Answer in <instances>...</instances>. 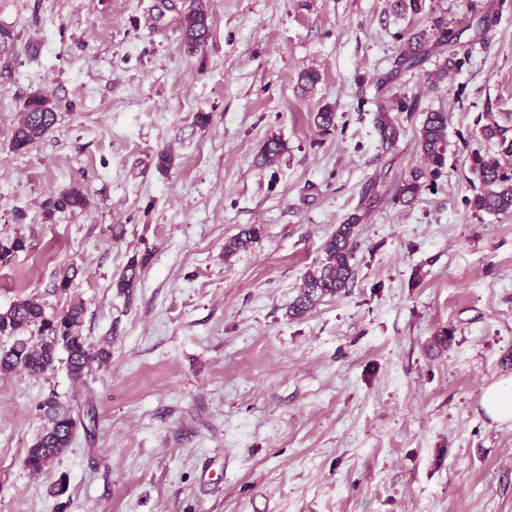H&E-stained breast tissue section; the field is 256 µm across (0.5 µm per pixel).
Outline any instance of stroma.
I'll list each match as a JSON object with an SVG mask.
<instances>
[{"mask_svg": "<svg viewBox=\"0 0 512 512\" xmlns=\"http://www.w3.org/2000/svg\"><path fill=\"white\" fill-rule=\"evenodd\" d=\"M188 5L0 0L16 35L0 75V240L26 244L0 263V310L82 302L83 335L109 355L78 382L62 366L0 376V512H512V422L479 405L512 375V213L468 204L470 155L500 151L481 127L512 141V0L401 16L394 0H211L192 54L176 30ZM440 27L459 41L447 79L432 84L433 52L377 99L407 34ZM310 69L321 79L305 91ZM35 94L57 121L13 151ZM401 99L414 109L387 150L377 109ZM441 110L446 165L395 203ZM272 136L287 150L258 166ZM372 183L348 288L289 318ZM71 189L86 206L56 209ZM252 227L255 243L225 257ZM133 260L139 280L120 292ZM53 392L97 426L36 476L23 460Z\"/></svg>", "mask_w": 512, "mask_h": 512, "instance_id": "obj_1", "label": "stroma"}]
</instances>
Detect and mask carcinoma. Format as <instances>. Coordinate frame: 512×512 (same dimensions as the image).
Wrapping results in <instances>:
<instances>
[{
  "mask_svg": "<svg viewBox=\"0 0 512 512\" xmlns=\"http://www.w3.org/2000/svg\"><path fill=\"white\" fill-rule=\"evenodd\" d=\"M213 17L209 0H190L188 9L181 15L179 32L182 45L187 52L196 51L210 36ZM430 42L428 32L419 31L407 35L401 51L394 61L388 80L395 79L401 71L418 66ZM56 112L49 100L40 95L31 96L22 112V117L13 132L12 148L16 152L27 149L55 124ZM381 143L392 147L400 135L398 120L382 111L377 117ZM448 113L432 111L427 113L418 137V149L426 161V167L410 172L401 181L394 200L409 205L419 196L421 179L437 177L447 160ZM481 135L486 140H498L512 155V143H507L505 130L496 123L482 127ZM287 146L279 137H271L263 144L258 155L259 164L271 166L285 152ZM470 169L477 175L479 188L468 200L475 212L490 214L512 213V165L506 166L496 156L476 153L471 156ZM85 196L70 190L60 194L55 201L58 209L81 208ZM360 217L351 215L336 226L323 244L325 259L319 266L308 271L302 287L288 308V317L297 319L312 310L326 296H334L348 288L353 277L350 264L357 246L355 227ZM258 230L251 227L224 244V257L230 258L255 242ZM138 278V263L130 262L116 281V288L128 291L135 286ZM83 307L71 304L66 309L47 315L44 306L35 298L15 301L5 311H0V336L14 338L11 346L0 349V375L24 369L33 374H44L64 361L69 376L78 381L91 370L95 361L107 357L103 349H94L82 334ZM34 329L35 339L24 338L22 334ZM66 358H59V353ZM48 421L47 428L39 436L24 458V467L31 473H43L71 444L77 431H90L95 419L91 412H80L79 406L63 403L54 394L40 405Z\"/></svg>",
  "mask_w": 512,
  "mask_h": 512,
  "instance_id": "cac0c4a2",
  "label": "carcinoma"
}]
</instances>
